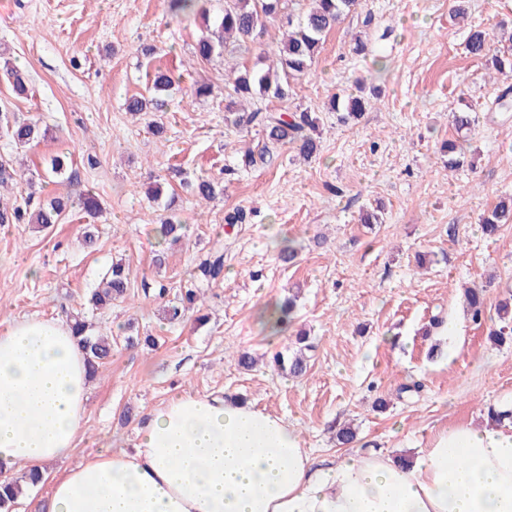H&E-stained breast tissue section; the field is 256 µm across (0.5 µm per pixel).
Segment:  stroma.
I'll return each instance as SVG.
<instances>
[{
  "instance_id": "35a3bbf8",
  "label": "stroma",
  "mask_w": 512,
  "mask_h": 512,
  "mask_svg": "<svg viewBox=\"0 0 512 512\" xmlns=\"http://www.w3.org/2000/svg\"><path fill=\"white\" fill-rule=\"evenodd\" d=\"M495 49H512V0H466V17L451 0H361L331 30L311 72L285 101L261 108L306 109L320 119V150L302 160L274 149L240 171L224 195L205 204L186 190L197 176L222 178L240 151L261 152L265 139L224 119V74L252 66L254 50L228 43L222 55L194 54L201 22L172 16L167 0H0V104L50 129L37 148L18 150L0 137V156L24 179L0 186V203L22 199L45 161L72 154V180L45 184L47 194L98 195L94 244L87 223L0 225V321L83 314L112 338V357L92 378L84 418L87 438L67 463L47 466L54 478L101 447L132 448L136 428L180 392L242 397L302 431L320 456L370 450L412 453L448 424H483L487 411L512 396V344L489 340L472 321L461 290L485 291L487 316L512 297V224L487 237L484 213L512 196V112L492 102L512 75L465 50L471 30ZM367 49L351 50L354 38ZM156 46L152 57L142 47ZM25 71L29 94L16 97L3 71ZM164 69L175 83L161 112L128 114L127 98L146 93L148 75ZM378 88L363 116L343 123L326 111L356 80ZM210 84V96L191 88ZM471 105L476 121L457 132L450 114ZM164 123V137L150 123ZM457 141L468 161L448 170L441 145ZM156 176L176 195L184 238L155 268L164 215L145 190ZM246 220L228 224L226 213ZM379 210L378 224L361 223ZM224 249V277L204 301L171 324L165 301L190 285L197 258ZM295 249L293 262L281 249ZM129 269L125 300L107 309L88 304L112 263ZM163 280L165 298L144 294L143 280ZM294 299L288 327L271 336L259 319L268 306ZM152 336L127 346L126 336ZM308 336V369L293 377L274 363ZM255 357L239 365L241 353ZM419 383L416 392L407 391ZM383 408H376V401ZM356 440L339 445L345 425ZM26 489L13 512H41L49 486Z\"/></svg>"
}]
</instances>
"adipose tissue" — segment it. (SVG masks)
<instances>
[{"instance_id":"ef3b65f1","label":"adipose tissue","mask_w":512,"mask_h":512,"mask_svg":"<svg viewBox=\"0 0 512 512\" xmlns=\"http://www.w3.org/2000/svg\"><path fill=\"white\" fill-rule=\"evenodd\" d=\"M89 368L60 318L0 323V473L39 471L85 440ZM449 425L404 460H333L283 418L185 392L53 481L47 512H512V397Z\"/></svg>"}]
</instances>
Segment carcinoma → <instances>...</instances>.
I'll return each mask as SVG.
<instances>
[{
	"label": "carcinoma",
	"mask_w": 512,
	"mask_h": 512,
	"mask_svg": "<svg viewBox=\"0 0 512 512\" xmlns=\"http://www.w3.org/2000/svg\"><path fill=\"white\" fill-rule=\"evenodd\" d=\"M201 0H168L169 9L175 14L199 12L205 26V32L197 39L194 54L202 60H210L224 50V36L234 35L238 45L249 46L268 34L274 25L286 28L281 37L275 39L274 53L279 57L281 71L264 70L258 66L245 69L237 74L228 75L225 86L224 111L234 116V125L238 127L258 126L262 129L268 143L276 146H291L301 156H316L319 142V118L308 110L264 111L260 108L250 111L246 103L254 98H274L285 100L293 91L292 80L306 76L316 63L324 35L336 26L341 18L356 10L360 0H311V7L301 17L295 19L288 11L290 0H224L223 15L215 20L199 10ZM468 52L483 57L491 52V44L486 33L474 30L469 33ZM5 75L18 96L28 94L26 77L15 67H8ZM150 91L167 92L173 84V76L162 70L149 75ZM357 93L333 96L329 110L342 113L341 120L358 118L366 111L368 100ZM158 108V100L143 95L134 96L126 103V110L133 114L150 112ZM0 128L18 148H29L40 143L48 136L49 129L41 128L33 119L10 120L8 113L0 115ZM71 169L69 156L56 155L51 159L48 175L61 178ZM193 193L199 199L211 202L224 194V184L208 177H199L191 184ZM79 208L89 217L100 210L96 196L87 192L78 199L69 195L57 194L42 203L33 204L28 198L15 202L12 206H0V224H39L46 227L64 220L74 208ZM168 215L161 221L158 233L161 239L180 241L185 236V227L171 208L166 205ZM512 224V200H504L482 219V230L488 236L495 235L500 225ZM224 274V251L217 249L201 259L196 266L194 281L176 301L165 306L169 321L177 322L186 310L194 307L214 282ZM129 282L125 269L120 263L113 264L101 281V287L95 289L91 303L96 308L112 304L125 298ZM467 305L472 319L479 322L484 311L483 291L471 288L465 291ZM499 322L489 328L488 337L496 344L512 342V303L505 301L498 308ZM74 335L81 337L86 351L91 373L112 357V340L93 331L92 324L85 319L73 317ZM42 479L38 473L30 472L24 477L5 476L0 480V512H10L22 494L23 484L36 485Z\"/></svg>",
	"instance_id": "cac0c4a2"
}]
</instances>
